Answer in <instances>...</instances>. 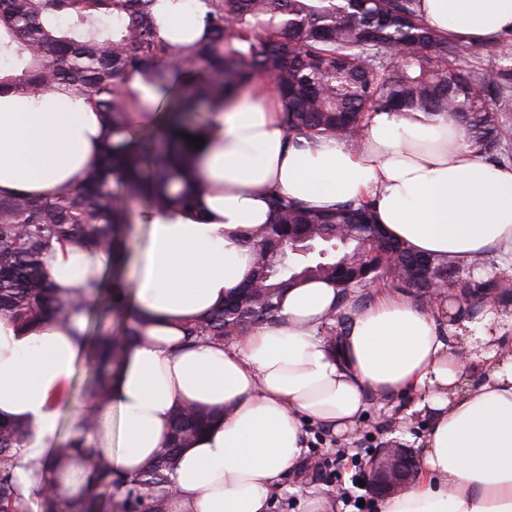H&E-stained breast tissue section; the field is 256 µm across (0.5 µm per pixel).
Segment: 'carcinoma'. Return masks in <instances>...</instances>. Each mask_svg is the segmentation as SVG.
Returning <instances> with one entry per match:
<instances>
[{
	"instance_id": "carcinoma-1",
	"label": "carcinoma",
	"mask_w": 512,
	"mask_h": 512,
	"mask_svg": "<svg viewBox=\"0 0 512 512\" xmlns=\"http://www.w3.org/2000/svg\"><path fill=\"white\" fill-rule=\"evenodd\" d=\"M201 2L208 39L175 50L159 35L158 0H0V89L36 96L64 87L102 113L112 134L124 135L105 141L97 164L75 189L49 198L0 195V319L27 328L85 311L97 287L90 283V294L79 299L59 295L46 271L52 243L95 246L117 262L130 199L163 213L191 211L205 187L192 179L196 148L184 135L208 133L192 117L202 106L217 111L260 78L281 97L290 138L320 135L356 147L371 113L420 109L447 114L467 147L500 161V129L512 118V65L475 78L461 65L463 48L422 23L420 0ZM135 81L153 85L159 95L162 122L145 141L131 130L139 106ZM269 205L271 220L253 242V280L264 287L260 300L234 289L186 326L187 343L228 344L258 323L275 322L285 291L304 279L333 283L340 303L379 279L429 296L411 276L422 256L386 234L370 200L318 212L277 191ZM299 236L307 237L312 252L288 248ZM427 260L441 285L455 284L448 256ZM138 335L132 323L93 344L85 402L111 401L114 372ZM212 418L194 405L176 408L165 447L138 475L122 480L88 444L98 424L85 416L79 433L58 444L37 472L40 512H94L92 502L57 492L78 470L89 484L120 487L118 512H172L168 474L180 450ZM28 434L23 422L0 421V512H32L16 473Z\"/></svg>"
}]
</instances>
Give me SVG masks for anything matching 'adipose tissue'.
Returning <instances> with one entry per match:
<instances>
[{
	"label": "adipose tissue",
	"mask_w": 512,
	"mask_h": 512,
	"mask_svg": "<svg viewBox=\"0 0 512 512\" xmlns=\"http://www.w3.org/2000/svg\"><path fill=\"white\" fill-rule=\"evenodd\" d=\"M203 4L161 0L159 34L179 47L201 39ZM436 34L494 42L512 31V0H421ZM192 168L207 186L198 215L148 212L132 284L113 278L110 253L54 244L47 258L58 291L84 294L92 276L111 288L141 334L97 409L116 442L93 445L114 474L136 476L162 447L173 409L193 403L217 419L182 450L171 473L176 501L195 512H268L271 493L307 451L306 424L352 434L366 395H411L407 416L428 418L421 473L379 512H512V355L486 351L490 374L467 386L465 353L450 351L446 314L380 289L351 312L335 342L319 336L337 314L336 288L303 281L285 292L280 320L234 343L189 345L184 328L249 281V233L269 221L277 190L327 210L373 202L389 235L414 250L468 264L491 248L512 249V167L490 165L464 145L446 115L377 111L360 149L318 137L289 139L276 94H241L212 116ZM109 130L70 93H0V195L51 197L80 185ZM85 316L23 331L0 320V419L30 426L18 476L37 489L33 466L56 446L62 398L84 342Z\"/></svg>",
	"instance_id": "obj_1"
}]
</instances>
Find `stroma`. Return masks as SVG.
I'll list each match as a JSON object with an SVG mask.
<instances>
[{
  "label": "stroma",
  "instance_id": "stroma-1",
  "mask_svg": "<svg viewBox=\"0 0 512 512\" xmlns=\"http://www.w3.org/2000/svg\"><path fill=\"white\" fill-rule=\"evenodd\" d=\"M457 275L461 283L487 284L512 280V251L492 249L468 265H458ZM487 308L496 310L498 319L491 327H484V310L474 311L463 298L454 302L458 321L467 323L473 329H486L494 336L500 348L512 350V299L505 300L496 293H489ZM410 398L394 395L385 399L370 398L366 417L360 428L347 439L328 436L321 428L312 426L308 432L309 448L307 458L321 462L319 471L300 477L297 472L286 474L281 487L272 495L269 512H301L298 504L301 488L321 490L325 497V512H351L336 495L334 474L342 470L353 474L354 462L369 463L373 453L380 448L401 446L416 448L426 432L423 420L404 424L401 416L410 405Z\"/></svg>",
  "mask_w": 512,
  "mask_h": 512
}]
</instances>
